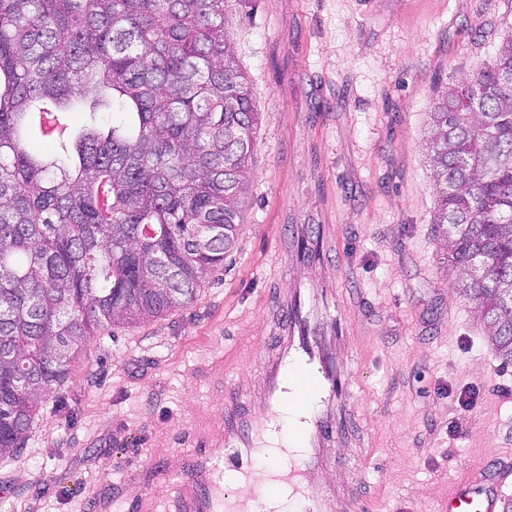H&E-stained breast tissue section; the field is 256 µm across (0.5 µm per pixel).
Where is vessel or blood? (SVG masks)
I'll use <instances>...</instances> for the list:
<instances>
[{
  "mask_svg": "<svg viewBox=\"0 0 512 512\" xmlns=\"http://www.w3.org/2000/svg\"><path fill=\"white\" fill-rule=\"evenodd\" d=\"M277 330L279 351L265 364L264 387L256 403L245 402L239 388L226 389L223 431L208 454L169 482V512H220L227 490L225 483L214 479V470L248 475L266 428L262 414L283 401L293 372L302 390L320 392L321 406L304 417V427L297 436L303 454L281 479L300 492L308 512H327L317 474L323 467L325 449L337 432L335 400L340 372L335 338L315 317L309 291L297 287L286 300ZM511 489L512 462L499 457L457 483L441 512H499L504 494Z\"/></svg>",
  "mask_w": 512,
  "mask_h": 512,
  "instance_id": "obj_1",
  "label": "vessel or blood"
}]
</instances>
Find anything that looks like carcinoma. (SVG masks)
<instances>
[{
	"label": "carcinoma",
	"instance_id": "1",
	"mask_svg": "<svg viewBox=\"0 0 512 512\" xmlns=\"http://www.w3.org/2000/svg\"><path fill=\"white\" fill-rule=\"evenodd\" d=\"M229 0H0V463L84 343L186 308L243 223L257 104ZM97 99L73 125L86 92ZM427 139L431 223L512 364V35Z\"/></svg>",
	"mask_w": 512,
	"mask_h": 512
}]
</instances>
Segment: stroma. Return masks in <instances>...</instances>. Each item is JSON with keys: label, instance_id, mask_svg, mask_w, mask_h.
<instances>
[{"label": "stroma", "instance_id": "35a3bbf8", "mask_svg": "<svg viewBox=\"0 0 512 512\" xmlns=\"http://www.w3.org/2000/svg\"><path fill=\"white\" fill-rule=\"evenodd\" d=\"M230 30L260 111L236 245L187 309L95 337L50 393L0 512H165L218 439L224 389L257 390L278 297L313 289L338 324L339 437L319 479L330 512H439L512 451V365L457 294L430 222L429 115L491 67L512 0H249ZM321 257L300 260L307 226ZM475 393L472 410L456 400Z\"/></svg>", "mask_w": 512, "mask_h": 512}]
</instances>
